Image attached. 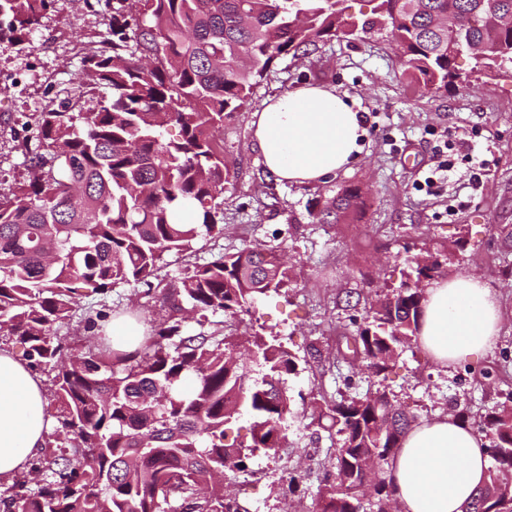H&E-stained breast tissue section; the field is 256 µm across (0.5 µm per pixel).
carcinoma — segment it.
<instances>
[{"mask_svg":"<svg viewBox=\"0 0 512 512\" xmlns=\"http://www.w3.org/2000/svg\"><path fill=\"white\" fill-rule=\"evenodd\" d=\"M345 0H131V16L87 53L83 85L109 94L89 112L40 115L42 141L29 181L0 201V342L26 346L32 366L56 371L50 406L74 458L34 464L36 489L14 484L21 512H239L217 473L243 472L256 452L287 443L293 411L285 387L297 357L275 336H218L187 327L189 315L235 319L256 299L288 287L294 266L257 243L195 263L162 292L167 316L127 353L102 338L66 355L58 328L80 291L150 284L164 254L189 253L203 236L224 234L218 195L230 167L216 141L224 116L240 112L276 61L320 42L389 29L405 72L427 92L460 76L471 43L480 56L467 78L512 66V0H374L372 18ZM51 0H0V51L27 40ZM192 101L196 108L183 110ZM179 127V137L164 130ZM355 186L319 204V224L364 213ZM441 263L409 265L428 282ZM422 288L375 292L355 333L337 337L336 356L375 378L389 353L416 344ZM317 422L335 439L331 470L313 512H383L393 498L380 471L376 502L360 499L359 461L385 466L416 415L377 383L364 393L320 391ZM250 417V443H226L227 426ZM486 435L489 481L470 512H512V407L457 412Z\"/></svg>","mask_w":512,"mask_h":512,"instance_id":"cac0c4a2","label":"carcinoma"}]
</instances>
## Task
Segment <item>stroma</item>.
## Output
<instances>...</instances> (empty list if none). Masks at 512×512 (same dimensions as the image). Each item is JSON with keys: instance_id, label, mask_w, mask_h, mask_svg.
Returning <instances> with one entry per match:
<instances>
[{"instance_id": "obj_1", "label": "stroma", "mask_w": 512, "mask_h": 512, "mask_svg": "<svg viewBox=\"0 0 512 512\" xmlns=\"http://www.w3.org/2000/svg\"><path fill=\"white\" fill-rule=\"evenodd\" d=\"M120 6V0H53L27 41L0 52L1 200L31 174L40 114L66 109L77 96L89 111L105 96L102 88L82 94V57L110 38L112 13ZM306 84L333 87L359 105L366 130L360 160L325 182H279L264 168L252 115ZM216 136L231 169L218 197L224 234L200 238L198 258L212 260L249 240L295 266L288 288L259 298L234 322L238 332L282 338L298 359V372L286 383L294 413L286 446L274 457L255 456L247 471L230 478V492L248 512H312L334 455L327 432L312 422L313 396L335 394L348 374L356 392L369 384L363 371L332 365L336 338L355 314L346 302L367 300L384 285L399 286L409 262L424 251L438 253L443 277L472 274L492 288L503 310L501 337L479 362L448 370L422 351L403 353L388 375L391 394L421 419L449 411L455 402L475 413L504 402L512 391V73L482 77L474 89L458 84L426 92L405 74L387 32L342 38L280 60L248 108L226 116ZM447 140L466 148L452 151L454 166L439 193L427 194L422 186ZM479 168L485 174L476 187L470 177ZM348 185L368 197L364 218L316 223V201ZM187 264L186 256L171 253L161 264L158 286L120 285L81 297L61 330L67 347L83 350L89 317L105 325L130 313L145 328L158 325L166 313L161 288Z\"/></svg>"}]
</instances>
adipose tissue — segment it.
Masks as SVG:
<instances>
[{"label":"adipose tissue","mask_w":512,"mask_h":512,"mask_svg":"<svg viewBox=\"0 0 512 512\" xmlns=\"http://www.w3.org/2000/svg\"><path fill=\"white\" fill-rule=\"evenodd\" d=\"M254 140L277 181L312 184L359 159L365 133L353 104L329 87L302 85L253 114ZM501 322L491 288L472 275L433 282L422 302L419 346L441 367L472 364L492 350ZM51 431L47 399L27 362L0 349V481L28 471ZM484 435L450 413L413 424L386 467L397 512H468L488 480Z\"/></svg>","instance_id":"ef3b65f1"}]
</instances>
